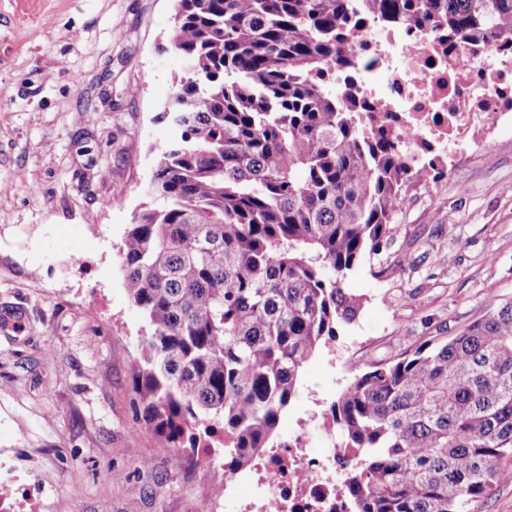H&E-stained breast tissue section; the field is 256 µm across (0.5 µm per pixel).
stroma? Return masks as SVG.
Returning a JSON list of instances; mask_svg holds the SVG:
<instances>
[{
    "label": "stroma",
    "instance_id": "1",
    "mask_svg": "<svg viewBox=\"0 0 512 512\" xmlns=\"http://www.w3.org/2000/svg\"><path fill=\"white\" fill-rule=\"evenodd\" d=\"M174 25V0H0V314L22 323L0 328V466L41 472L40 512H210L224 479L132 421L147 329L120 248L175 135L156 120ZM394 227L383 274L347 278L362 309L305 366L280 436L368 365L512 301V136L407 191Z\"/></svg>",
    "mask_w": 512,
    "mask_h": 512
}]
</instances>
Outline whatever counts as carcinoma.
Wrapping results in <instances>:
<instances>
[{"instance_id": "cac0c4a2", "label": "carcinoma", "mask_w": 512, "mask_h": 512, "mask_svg": "<svg viewBox=\"0 0 512 512\" xmlns=\"http://www.w3.org/2000/svg\"><path fill=\"white\" fill-rule=\"evenodd\" d=\"M370 14L485 39L512 0H363ZM349 0H175L187 64L157 115L178 125L122 246L146 322L135 413L162 448L224 432L247 466L279 442L307 361L354 323L343 286L392 238L402 148L368 137L320 81ZM355 512H472L512 455V303L356 375L331 402Z\"/></svg>"}]
</instances>
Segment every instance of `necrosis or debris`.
<instances>
[{
	"mask_svg": "<svg viewBox=\"0 0 512 512\" xmlns=\"http://www.w3.org/2000/svg\"><path fill=\"white\" fill-rule=\"evenodd\" d=\"M343 29L351 49L332 69L331 87L363 99L365 133L384 130L414 165L451 167L485 154L512 130V34L472 42L431 22L389 23L351 0ZM317 424L322 446L308 430ZM347 456L326 417L298 420L287 441L266 449L223 487L226 512H351L341 484ZM41 479L0 474V512H38Z\"/></svg>",
	"mask_w": 512,
	"mask_h": 512,
	"instance_id": "necrosis-or-debris-1",
	"label": "necrosis or debris"
}]
</instances>
